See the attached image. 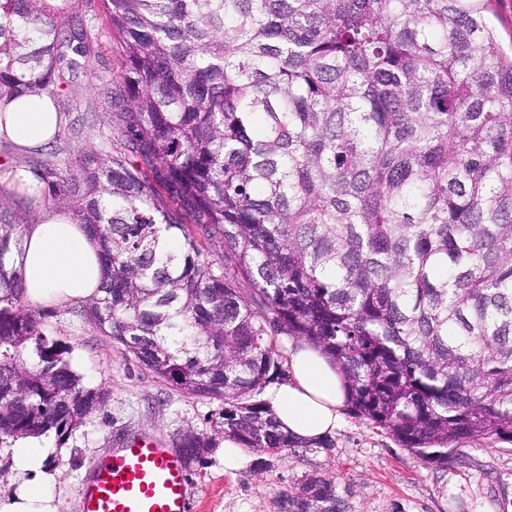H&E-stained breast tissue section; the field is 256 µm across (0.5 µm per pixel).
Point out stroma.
<instances>
[{"instance_id":"obj_1","label":"stroma","mask_w":512,"mask_h":512,"mask_svg":"<svg viewBox=\"0 0 512 512\" xmlns=\"http://www.w3.org/2000/svg\"><path fill=\"white\" fill-rule=\"evenodd\" d=\"M92 47L80 58L76 78L58 98L59 135L41 157L60 169L75 166L98 147L99 133L115 117L111 92L122 83V57L101 0H79ZM41 328L66 345L73 369L87 386L104 389V403L69 437L49 435L55 449V487L65 512H79L77 489L91 468L125 438H149L172 448L176 434L195 427L213 430L223 404L187 395L157 378L122 345L92 328L79 308H45ZM463 458L441 467L422 461L352 407L328 446L279 453L250 451L247 467L225 472L219 451L188 473L194 490L191 512H278L281 495L306 476L332 480L346 512H477L483 503L512 501V439L465 443Z\"/></svg>"}]
</instances>
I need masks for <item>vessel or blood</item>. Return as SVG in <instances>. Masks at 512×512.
<instances>
[{
    "label": "vessel or blood",
    "instance_id": "b4317fda",
    "mask_svg": "<svg viewBox=\"0 0 512 512\" xmlns=\"http://www.w3.org/2000/svg\"><path fill=\"white\" fill-rule=\"evenodd\" d=\"M77 495L81 512H189L191 484L176 454L133 437L94 466Z\"/></svg>",
    "mask_w": 512,
    "mask_h": 512
}]
</instances>
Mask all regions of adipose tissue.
I'll use <instances>...</instances> for the list:
<instances>
[{
	"label": "adipose tissue",
	"instance_id": "1",
	"mask_svg": "<svg viewBox=\"0 0 512 512\" xmlns=\"http://www.w3.org/2000/svg\"><path fill=\"white\" fill-rule=\"evenodd\" d=\"M61 116L51 97L29 93L0 100V139L22 151L38 149L57 134ZM15 267L32 307L82 304L99 293L103 265L85 225L67 211L40 209L25 225L23 252ZM288 377L269 389L265 399L274 416L299 441L315 443L331 436L342 423L345 388L342 377L322 352L299 341L288 350ZM17 481L0 494V512H64L56 493L58 469L49 464L50 449L34 438L11 449Z\"/></svg>",
	"mask_w": 512,
	"mask_h": 512
}]
</instances>
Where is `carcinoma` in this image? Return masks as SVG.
<instances>
[{"label": "carcinoma", "mask_w": 512, "mask_h": 512, "mask_svg": "<svg viewBox=\"0 0 512 512\" xmlns=\"http://www.w3.org/2000/svg\"><path fill=\"white\" fill-rule=\"evenodd\" d=\"M77 4L0 0V98L64 89L90 41ZM102 7L122 49L117 124L75 169L31 159L102 253L86 321L223 402L247 448L304 446L256 399L286 378L272 333L318 347L356 414L429 463L512 437V54L484 0ZM13 205L1 191L0 439L61 437L102 391L24 304ZM216 238L222 263L205 254ZM178 447L190 470L213 438L189 427ZM279 503L345 512L317 474Z\"/></svg>", "instance_id": "carcinoma-1"}]
</instances>
